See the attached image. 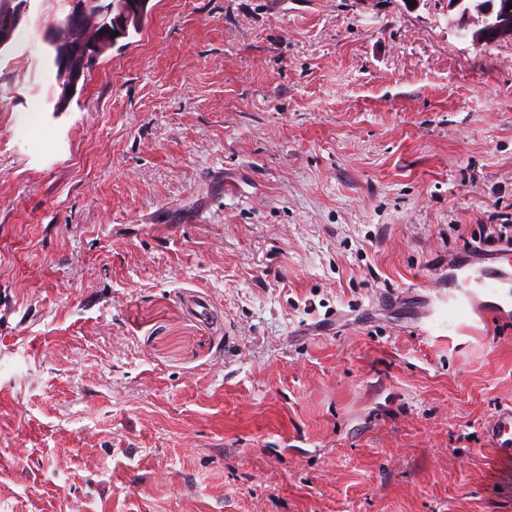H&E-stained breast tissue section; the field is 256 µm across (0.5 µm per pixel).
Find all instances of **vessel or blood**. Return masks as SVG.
<instances>
[{
  "label": "vessel or blood",
  "instance_id": "obj_1",
  "mask_svg": "<svg viewBox=\"0 0 512 512\" xmlns=\"http://www.w3.org/2000/svg\"><path fill=\"white\" fill-rule=\"evenodd\" d=\"M491 260L483 267L463 258L449 264L444 286L450 304L430 322L427 335L454 336L477 314L504 320L512 316V244L494 251ZM487 434L501 456L512 458V405L497 412Z\"/></svg>",
  "mask_w": 512,
  "mask_h": 512
}]
</instances>
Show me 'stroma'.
<instances>
[{
	"label": "stroma",
	"mask_w": 512,
	"mask_h": 512,
	"mask_svg": "<svg viewBox=\"0 0 512 512\" xmlns=\"http://www.w3.org/2000/svg\"><path fill=\"white\" fill-rule=\"evenodd\" d=\"M65 13L0 50V512H512V319L424 333L512 224V40L150 0L58 112ZM487 434L501 456L512 458V405L497 412L488 426Z\"/></svg>",
	"instance_id": "stroma-1"
}]
</instances>
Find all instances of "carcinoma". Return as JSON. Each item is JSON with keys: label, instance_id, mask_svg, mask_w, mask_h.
Listing matches in <instances>:
<instances>
[{"label": "carcinoma", "instance_id": "1", "mask_svg": "<svg viewBox=\"0 0 512 512\" xmlns=\"http://www.w3.org/2000/svg\"><path fill=\"white\" fill-rule=\"evenodd\" d=\"M84 3V24L79 29L72 28L67 19L57 21L52 28L55 33V43L50 45L51 55L57 54L75 56L83 72L91 70L95 59L117 44V39L127 38L140 32L146 17L131 20L119 37H113L114 26L112 18L123 6V0H112L109 4L102 0H81Z\"/></svg>", "mask_w": 512, "mask_h": 512}]
</instances>
